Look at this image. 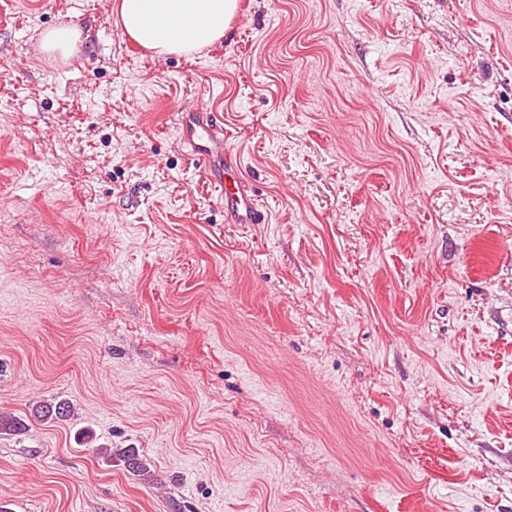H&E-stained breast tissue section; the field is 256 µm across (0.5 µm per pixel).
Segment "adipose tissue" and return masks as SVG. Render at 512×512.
<instances>
[{
  "instance_id": "ef3b65f1",
  "label": "adipose tissue",
  "mask_w": 512,
  "mask_h": 512,
  "mask_svg": "<svg viewBox=\"0 0 512 512\" xmlns=\"http://www.w3.org/2000/svg\"><path fill=\"white\" fill-rule=\"evenodd\" d=\"M239 0H119L126 35L153 55H191L221 40Z\"/></svg>"
}]
</instances>
